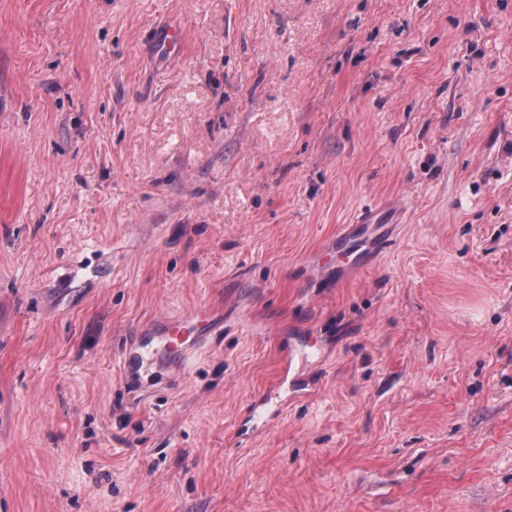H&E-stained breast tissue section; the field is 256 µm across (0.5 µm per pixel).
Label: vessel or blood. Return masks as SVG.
Wrapping results in <instances>:
<instances>
[{
    "instance_id": "obj_1",
    "label": "vessel or blood",
    "mask_w": 512,
    "mask_h": 512,
    "mask_svg": "<svg viewBox=\"0 0 512 512\" xmlns=\"http://www.w3.org/2000/svg\"><path fill=\"white\" fill-rule=\"evenodd\" d=\"M215 332L211 317L203 311L185 318L162 321L122 347L120 367L124 376L131 377L158 358L174 369H182Z\"/></svg>"
}]
</instances>
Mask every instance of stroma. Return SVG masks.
Returning <instances> with one entry per match:
<instances>
[{
	"label": "stroma",
	"mask_w": 512,
	"mask_h": 512,
	"mask_svg": "<svg viewBox=\"0 0 512 512\" xmlns=\"http://www.w3.org/2000/svg\"><path fill=\"white\" fill-rule=\"evenodd\" d=\"M509 150L512 0H0V512H512ZM147 331L120 351V367L125 377L139 374L155 357L173 369H182L209 337L214 336L216 326L209 314L197 311L185 318L162 321Z\"/></svg>",
	"instance_id": "stroma-1"
}]
</instances>
